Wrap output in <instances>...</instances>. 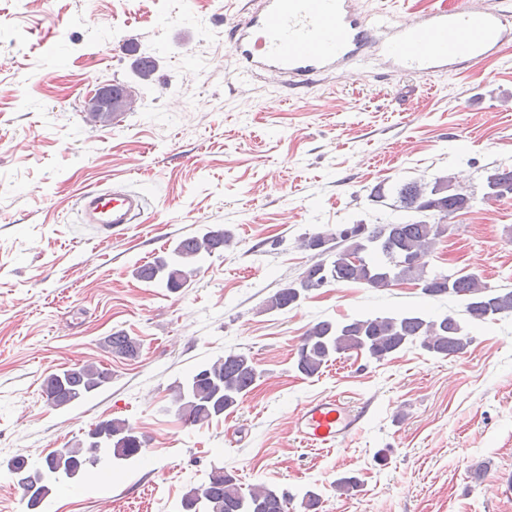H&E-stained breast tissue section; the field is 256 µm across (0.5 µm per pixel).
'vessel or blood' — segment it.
Segmentation results:
<instances>
[{
	"label": "vessel or blood",
	"instance_id": "vessel-or-blood-1",
	"mask_svg": "<svg viewBox=\"0 0 512 512\" xmlns=\"http://www.w3.org/2000/svg\"><path fill=\"white\" fill-rule=\"evenodd\" d=\"M377 30L383 39L374 38ZM509 43L512 15L501 8L466 5L377 21L361 14L356 0H263L260 13L237 23L231 54L238 77L261 69L271 82L301 85L373 49L393 72L437 74L498 58ZM147 206L135 190H89L78 197L76 214L109 232L136 223ZM364 417L344 399L317 398L298 408L294 429L307 448L331 450L358 433Z\"/></svg>",
	"mask_w": 512,
	"mask_h": 512
}]
</instances>
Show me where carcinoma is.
<instances>
[{
	"mask_svg": "<svg viewBox=\"0 0 512 512\" xmlns=\"http://www.w3.org/2000/svg\"><path fill=\"white\" fill-rule=\"evenodd\" d=\"M112 102L98 100L92 118L107 126L117 116L116 109L127 106L126 87L106 84ZM512 191V170H497L487 177L489 197L498 198L503 189ZM402 209L419 214L416 220L387 224L353 225L355 240L336 247L328 259L308 267L299 281L278 289L265 302L268 311H286L299 305L307 293L321 282L330 286L343 282L385 288L397 281H412L430 297L455 296L464 301L465 313L474 321L493 324L512 316V290L490 287L475 274L449 279L443 272L429 269L428 256L441 239L438 225L448 211L466 210L471 198L454 187L452 180L438 176L430 181H410L397 191ZM232 240L223 229H211L200 236L183 238L170 251L138 267L137 279L161 282L171 291L186 288L198 271L197 263L205 255L224 251ZM436 356H457L470 343L460 321L450 314L426 316L405 313L396 316H359L346 321H318L310 325L297 348L295 368L313 378L335 356L351 351L380 363L413 344ZM105 345L117 357L134 359L140 350L137 339L122 330L105 338ZM261 377L253 358L230 351L198 366L173 387L171 402L175 414L184 423L204 427L234 411ZM112 380V372L93 363L68 368L48 375L42 384L46 402L64 407L79 402ZM100 438L83 441L59 451L62 462L49 463L45 457L39 468L30 466L22 456L13 458L9 472L22 489L27 506L38 512L56 485L73 480L102 458L130 460L142 454L144 440L128 421L104 420L96 425ZM292 495L264 484L243 492L236 475L214 468L208 481L192 487L181 499V512H288Z\"/></svg>",
	"mask_w": 512,
	"mask_h": 512,
	"instance_id": "obj_1",
	"label": "carcinoma"
}]
</instances>
